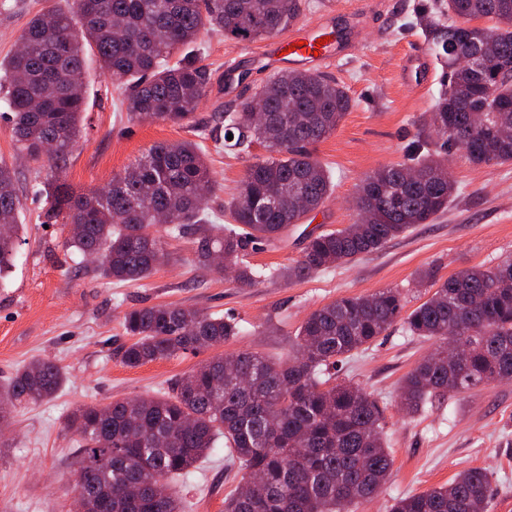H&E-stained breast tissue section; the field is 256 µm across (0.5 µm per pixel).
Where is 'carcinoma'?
<instances>
[{
  "mask_svg": "<svg viewBox=\"0 0 512 512\" xmlns=\"http://www.w3.org/2000/svg\"><path fill=\"white\" fill-rule=\"evenodd\" d=\"M305 7V0H74L68 12L31 18L23 47L0 61V90L18 148L33 160L52 161L44 223L69 225L65 246L81 256L78 266L98 253L95 271L104 278L150 277L168 259L153 231L163 213L170 235L196 245V266L210 270L219 256L237 285L264 281L249 257L333 194L329 172L307 146L330 136L351 108L334 79L279 72L255 92L265 122L254 121L247 100L212 129L216 143L243 153L257 144L267 153L246 168L229 203L231 224L210 219L214 180L192 141L157 143L107 187L88 193L73 191L61 173L80 134L87 53L129 89L130 118L178 123L197 109L210 76L189 57L169 63L174 53L206 28L235 40L275 38ZM480 19L495 24L470 25ZM419 27L449 70L448 89L428 126L447 150H464L475 165L512 162V0H441L440 10L419 18ZM454 190L446 158L422 144L409 161L361 179L355 196L360 223L309 234L297 264L272 275L293 279L356 261L431 223L448 209ZM19 208L13 169L0 161V286L26 244ZM419 280L436 285L435 291L404 324L412 335L440 344L404 378L402 408L411 412L433 398L512 380V256L441 283L425 269ZM403 309L393 288L341 298L302 323L297 355L286 361L253 351L220 355L165 395L79 406L66 421L78 443L70 512L100 500L112 501V512H181L175 492L156 501L150 489L187 474L221 439L241 482L255 474L264 480L256 498L236 489L224 500V512H339L346 503L374 497L394 464L383 412L371 394L331 383L327 371L372 343ZM122 326L132 339L120 351L128 367L221 346L240 334L232 318L171 305L133 308ZM452 339L468 345L459 362L448 361ZM64 379L63 368L47 359L18 369L0 386V424L19 404L52 398ZM489 486L488 472L473 467L445 485L394 500L390 512H476Z\"/></svg>",
  "mask_w": 512,
  "mask_h": 512,
  "instance_id": "obj_1",
  "label": "carcinoma"
}]
</instances>
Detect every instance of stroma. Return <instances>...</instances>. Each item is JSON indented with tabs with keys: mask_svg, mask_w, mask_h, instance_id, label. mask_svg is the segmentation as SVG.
Here are the masks:
<instances>
[{
	"mask_svg": "<svg viewBox=\"0 0 512 512\" xmlns=\"http://www.w3.org/2000/svg\"><path fill=\"white\" fill-rule=\"evenodd\" d=\"M434 5L435 0H307L294 30L312 29L327 16L351 38L343 57L325 62L319 71L345 87L352 107L332 135L310 148L329 170L333 194L283 241L253 254L258 268L294 264L309 233L355 223L352 201L361 179L407 160L447 82L416 25ZM70 7L69 0H0V61L16 51L32 16ZM264 46L261 40L201 32L186 54L207 67L210 82L191 120L181 124L130 119L122 89L105 79L96 60H89L88 106L64 172L72 189L82 193L107 186L156 143L193 141L205 152L215 180L209 206L218 223H230L228 203L252 155L262 149L253 147L248 156L230 151L215 144L210 130L219 113L237 109L271 78V71L253 60ZM414 50L427 77L418 86L403 74L404 59ZM229 63L237 65L240 77L234 95L224 88ZM16 147L8 108L0 100V159L14 166L19 221L26 228V244L0 288V383L35 358L59 363L66 381L53 399L17 407L0 435V512H68L66 475L76 445L65 423L79 405L170 392L180 378L220 352L249 350L287 359L302 322L339 298L396 288L411 309L432 293L418 284L420 270L436 268L445 279L512 256V163L476 166L455 149L448 157L455 194L447 211L358 261L302 279L274 278L241 288L224 274L198 269L191 239L170 237L169 259L154 274L138 282H116L89 268L75 271L74 256L64 246L67 226L43 223L45 199L39 189L51 163L17 158ZM162 304L235 318L241 333L217 350L187 352L137 368L123 365L117 355L129 341L123 314ZM433 347L399 320L368 348L338 364L337 382L378 399L385 444L394 459L381 492L349 505L346 512H388L394 499L446 484L471 467L486 468L490 475L486 512H512V381L480 385L405 413L400 408L402 381ZM238 484V476L225 471L224 450L218 447L170 488L182 500L183 512H224V500Z\"/></svg>",
	"mask_w": 512,
	"mask_h": 512,
	"instance_id": "stroma-1",
	"label": "stroma"
}]
</instances>
